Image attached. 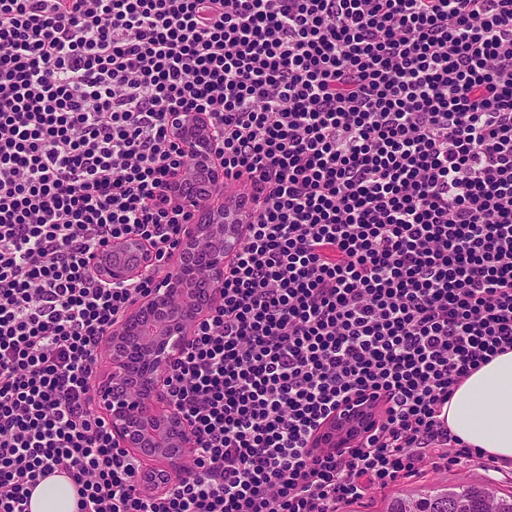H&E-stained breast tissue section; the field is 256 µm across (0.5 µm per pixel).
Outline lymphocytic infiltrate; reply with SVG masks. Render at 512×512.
Returning a JSON list of instances; mask_svg holds the SVG:
<instances>
[{
  "label": "lymphocytic infiltrate",
  "instance_id": "lymphocytic-infiltrate-1",
  "mask_svg": "<svg viewBox=\"0 0 512 512\" xmlns=\"http://www.w3.org/2000/svg\"><path fill=\"white\" fill-rule=\"evenodd\" d=\"M175 112L245 224L164 376L188 476L147 497L90 391L193 218ZM129 236L155 261L108 285ZM511 349L512 0H0V512L57 471L76 512H343L483 459L442 409Z\"/></svg>",
  "mask_w": 512,
  "mask_h": 512
}]
</instances>
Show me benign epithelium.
Instances as JSON below:
<instances>
[{"label":"benign epithelium","mask_w":512,"mask_h":512,"mask_svg":"<svg viewBox=\"0 0 512 512\" xmlns=\"http://www.w3.org/2000/svg\"><path fill=\"white\" fill-rule=\"evenodd\" d=\"M174 130L197 151L187 180L205 190L186 189L184 202L196 214L186 225L180 252L150 295L136 303L108 339L112 373L95 390L94 400L112 429V439L141 460L148 472L168 480L186 475L185 461L195 441L192 429L169 398L165 371L188 342L189 327L222 300L220 286L228 255L240 241V225L224 223V209L212 196L223 187L220 168L210 158V129L202 117L177 115ZM151 261L141 239L112 243L100 272L107 282L136 279Z\"/></svg>","instance_id":"obj_1"}]
</instances>
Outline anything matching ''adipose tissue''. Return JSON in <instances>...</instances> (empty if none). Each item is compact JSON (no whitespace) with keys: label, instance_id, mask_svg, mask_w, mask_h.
I'll use <instances>...</instances> for the list:
<instances>
[{"label":"adipose tissue","instance_id":"ef3b65f1","mask_svg":"<svg viewBox=\"0 0 512 512\" xmlns=\"http://www.w3.org/2000/svg\"><path fill=\"white\" fill-rule=\"evenodd\" d=\"M443 413L450 431L485 455L512 459V350L495 356L455 390ZM72 481L62 474L32 492L30 512H75Z\"/></svg>","mask_w":512,"mask_h":512}]
</instances>
